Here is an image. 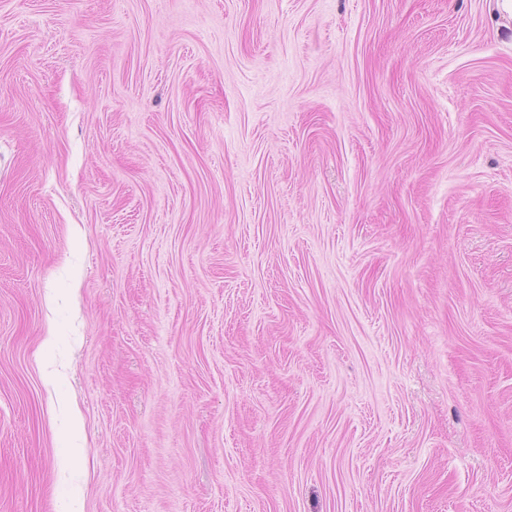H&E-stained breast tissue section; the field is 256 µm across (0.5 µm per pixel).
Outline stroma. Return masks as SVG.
<instances>
[{
	"mask_svg": "<svg viewBox=\"0 0 512 512\" xmlns=\"http://www.w3.org/2000/svg\"><path fill=\"white\" fill-rule=\"evenodd\" d=\"M0 512H512L491 0H0Z\"/></svg>",
	"mask_w": 512,
	"mask_h": 512,
	"instance_id": "35a3bbf8",
	"label": "stroma"
}]
</instances>
